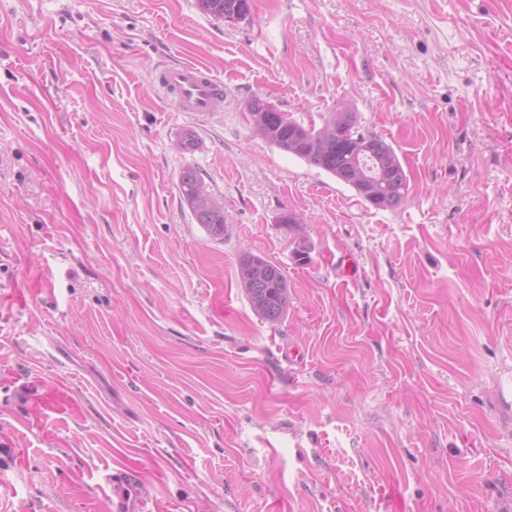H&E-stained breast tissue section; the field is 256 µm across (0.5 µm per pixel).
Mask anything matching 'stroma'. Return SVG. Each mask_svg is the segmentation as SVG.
I'll return each instance as SVG.
<instances>
[{
	"mask_svg": "<svg viewBox=\"0 0 512 512\" xmlns=\"http://www.w3.org/2000/svg\"><path fill=\"white\" fill-rule=\"evenodd\" d=\"M251 8L0 0V512H106L118 461L152 512H512V0ZM194 61L224 84L204 119L155 83ZM256 97L350 103L405 201L269 146ZM187 167L224 241L181 201ZM245 252L287 279L278 322ZM41 378L82 415L25 424L15 389ZM199 9L217 20L246 19L251 14L250 0H198ZM178 189L196 223L201 224L210 238L223 240L224 206L210 196L201 174L193 168H184L179 174ZM239 279L256 314L273 323L287 313L288 284L278 265L244 253L239 259Z\"/></svg>",
	"mask_w": 512,
	"mask_h": 512,
	"instance_id": "35a3bbf8",
	"label": "stroma"
}]
</instances>
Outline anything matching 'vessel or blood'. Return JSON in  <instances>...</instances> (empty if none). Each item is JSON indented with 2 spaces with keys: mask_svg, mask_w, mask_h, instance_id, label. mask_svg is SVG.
Returning a JSON list of instances; mask_svg holds the SVG:
<instances>
[{
  "mask_svg": "<svg viewBox=\"0 0 512 512\" xmlns=\"http://www.w3.org/2000/svg\"><path fill=\"white\" fill-rule=\"evenodd\" d=\"M157 86L170 96L180 111L205 117L212 115L222 96V85L208 66L198 62H182L159 67ZM21 399L31 401L42 412L79 417L82 405L63 382L40 381L18 386ZM136 477L126 467L117 466L105 475L109 488V512H150L145 493L136 488Z\"/></svg>",
  "mask_w": 512,
  "mask_h": 512,
  "instance_id": "1",
  "label": "vessel or blood"
}]
</instances>
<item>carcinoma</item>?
I'll return each instance as SVG.
<instances>
[{"mask_svg": "<svg viewBox=\"0 0 512 512\" xmlns=\"http://www.w3.org/2000/svg\"><path fill=\"white\" fill-rule=\"evenodd\" d=\"M205 14L225 21L251 14L250 0H198ZM248 104L254 131L268 144L317 167L350 186L361 200L376 208L399 205L409 191V180L393 146L361 124L355 112H329L319 120L298 121L286 112H260ZM363 161L370 178L356 174ZM178 189L196 223L215 240L224 239V206L206 189L201 174L187 167L179 174ZM240 286L256 314L279 321L288 311V284L281 268L269 260L244 253L239 259Z\"/></svg>", "mask_w": 512, "mask_h": 512, "instance_id": "cac0c4a2", "label": "carcinoma"}]
</instances>
